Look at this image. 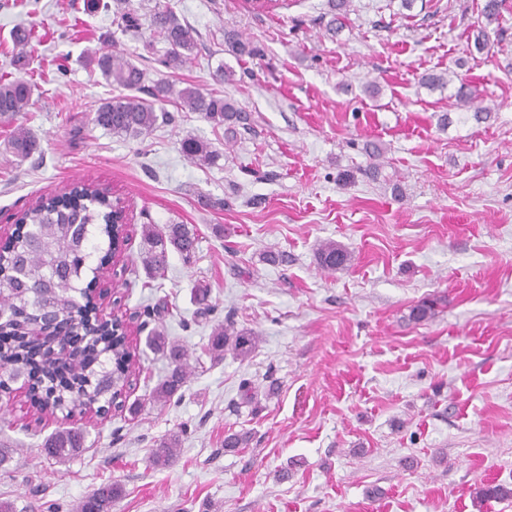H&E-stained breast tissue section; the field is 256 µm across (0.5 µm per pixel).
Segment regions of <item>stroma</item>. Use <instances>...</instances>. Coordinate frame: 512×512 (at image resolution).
<instances>
[{"instance_id":"stroma-1","label":"stroma","mask_w":512,"mask_h":512,"mask_svg":"<svg viewBox=\"0 0 512 512\" xmlns=\"http://www.w3.org/2000/svg\"><path fill=\"white\" fill-rule=\"evenodd\" d=\"M188 26L195 49L173 71L150 31L155 4ZM484 0H351L338 35L327 0H288L270 13L246 0H128L142 24L122 33L83 0H0V73L30 79L23 121L37 142L20 159L0 147V236L40 198L74 183L109 189L129 241L96 281L104 309L119 305L137 369L125 409L101 419L30 410L24 390L0 404V436L17 448L0 467V500L17 512H75L100 484L123 488L113 512H512L485 485L512 489V0L497 22ZM33 29L14 64L12 31ZM485 29L489 53L474 36ZM257 47L226 51L225 30ZM110 43L148 83L180 79L234 99L251 130L227 131L194 112L138 138L92 122L115 89L85 64ZM236 80L217 84L219 66ZM445 74V89L423 75ZM466 86L491 108L459 109ZM448 126H440L442 114ZM217 152L202 165L184 138ZM189 224L190 261L172 255L165 277L140 260L147 224ZM351 260L331 272L322 243ZM210 290L200 315L192 290ZM443 296L432 319L412 306ZM233 319L259 344L248 360L203 355L214 324ZM159 328L198 364L181 400L158 406L167 371L146 346ZM259 385L254 403L244 382ZM140 401L139 415L127 406ZM87 434L81 458L58 464L42 439L63 427ZM247 447L224 448L227 430ZM175 460L150 462L157 440ZM179 437L172 434L160 440L157 448H152L151 461L155 467L166 468L173 460Z\"/></svg>"}]
</instances>
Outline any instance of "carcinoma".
Masks as SVG:
<instances>
[{"label":"carcinoma","mask_w":512,"mask_h":512,"mask_svg":"<svg viewBox=\"0 0 512 512\" xmlns=\"http://www.w3.org/2000/svg\"><path fill=\"white\" fill-rule=\"evenodd\" d=\"M116 17L127 31L140 27L138 15L129 9L117 8ZM151 29L167 45L162 65L171 70L180 69L195 48L189 29L172 10L160 4L154 7ZM224 43L238 58L257 55L256 47L235 30L224 32ZM87 63L107 84L123 89L122 93L103 99L92 118L95 125L114 135L137 138L151 131L159 121L169 120L168 111L156 108L159 101L171 102L182 111L197 112L218 124L246 123L247 116L234 100L194 84L178 88L172 81H160L151 88L146 87L145 70L109 49L89 56ZM32 95L29 81L0 75V124L10 126L6 148L18 157H27L36 149L27 128L16 124L18 117L32 106ZM181 150L200 163L214 160L209 144L196 138L183 140ZM113 218L107 190L94 184H79L48 204H37L26 210L23 219L29 229L16 239L12 249L0 253V365L24 362L30 403L37 412L60 411L71 417L90 403L112 401L128 383L134 359L125 337L99 319L93 297L85 296L84 304L76 306V294L84 293L81 283L87 273L95 272L89 266L91 252L87 244L97 234L113 241L120 233ZM197 243L195 230L187 224L148 226L144 231V268L151 278L162 277L169 253L177 252L189 258L195 253ZM317 255L319 264L329 271L342 269L350 262L349 252L331 241L321 244ZM46 282L52 287L48 303L76 312L81 339L66 367L58 366L48 352L37 351L20 337L22 325L48 315L37 294ZM441 304L440 298L423 300L411 307L407 319L414 323L428 320L436 315ZM257 344L258 336L254 332L239 329L227 321L214 328L205 351L214 360L230 352L244 361ZM147 345L168 362L169 372L153 392L155 400L167 403L185 386L186 351L169 343L159 332L148 337ZM85 443L86 435L80 428H65L44 440L42 452L58 463L69 462L86 451ZM178 444L176 434L161 439L151 451L152 464L167 467ZM122 493L119 484L105 483L79 502L78 512H112V503Z\"/></svg>","instance_id":"carcinoma-1"}]
</instances>
